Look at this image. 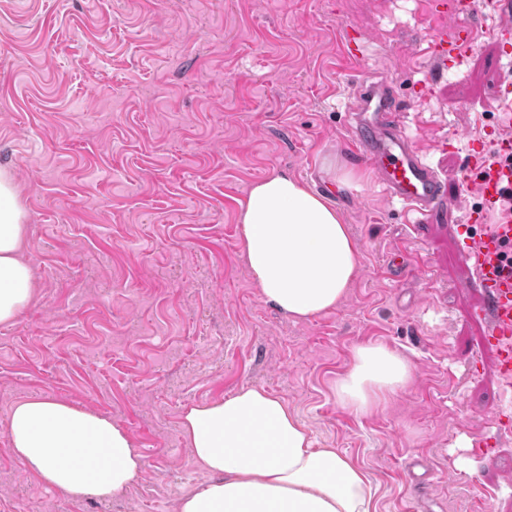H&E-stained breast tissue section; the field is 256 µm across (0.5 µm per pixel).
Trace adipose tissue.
<instances>
[{
	"mask_svg": "<svg viewBox=\"0 0 512 512\" xmlns=\"http://www.w3.org/2000/svg\"><path fill=\"white\" fill-rule=\"evenodd\" d=\"M24 218L11 176L0 171V324L13 322L36 299L34 272L22 257ZM238 222L247 269L264 300L304 321L346 297L359 249L329 198L273 173L251 187ZM411 380L406 355L361 345L336 382V398L365 415ZM181 429L211 479L180 498L178 512H371L364 472L348 455L315 447L287 403L263 387L188 407ZM7 435L29 475L76 501L124 494L144 466L124 428L64 399L18 403Z\"/></svg>",
	"mask_w": 512,
	"mask_h": 512,
	"instance_id": "obj_1",
	"label": "adipose tissue"
}]
</instances>
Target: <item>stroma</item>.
<instances>
[{"label":"stroma","instance_id":"1","mask_svg":"<svg viewBox=\"0 0 512 512\" xmlns=\"http://www.w3.org/2000/svg\"><path fill=\"white\" fill-rule=\"evenodd\" d=\"M458 23L433 18L429 0H0V171L18 189L37 285L0 324V512H177L207 478L184 410L250 385L367 473L376 512H512V440L473 445L500 399L490 366L469 364L481 327L452 231L475 202L468 141L498 110L495 44L418 90L431 36ZM349 26L366 36L362 59L344 52ZM367 72L392 82L398 121L452 206L389 204L342 151ZM273 172L333 186L359 249L348 296L309 321L267 303L247 271L240 204ZM346 172L353 183L337 184ZM393 251L429 280L396 276ZM360 344L413 367L369 415L336 399ZM34 396L127 430L145 467L124 496L74 501L25 473L6 426Z\"/></svg>","mask_w":512,"mask_h":512}]
</instances>
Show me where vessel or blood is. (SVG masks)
Listing matches in <instances>:
<instances>
[{
  "label": "vessel or blood",
  "mask_w": 512,
  "mask_h": 512,
  "mask_svg": "<svg viewBox=\"0 0 512 512\" xmlns=\"http://www.w3.org/2000/svg\"><path fill=\"white\" fill-rule=\"evenodd\" d=\"M481 7V0H431L430 13L472 14ZM494 11L490 35L497 57L512 65V0H495ZM480 38L468 24L436 32L427 47L431 65L436 71H447L466 59ZM356 93L358 107L349 115L346 148L360 166L375 175L387 200L420 213L452 200L448 184L394 121L401 105L390 80L380 74L368 75ZM496 93L507 105L499 115L500 132L494 138L501 161L489 164L482 139L471 140L466 171L478 203L466 213L463 224L456 226L455 235L461 259L471 272L466 286L483 297L470 316L484 326L483 347L492 357L499 384L501 404L492 425L496 440L501 441L512 439V264L501 259L503 252H512V220L498 217L505 196L512 193V80H501Z\"/></svg>",
  "instance_id": "b4317fda"
}]
</instances>
